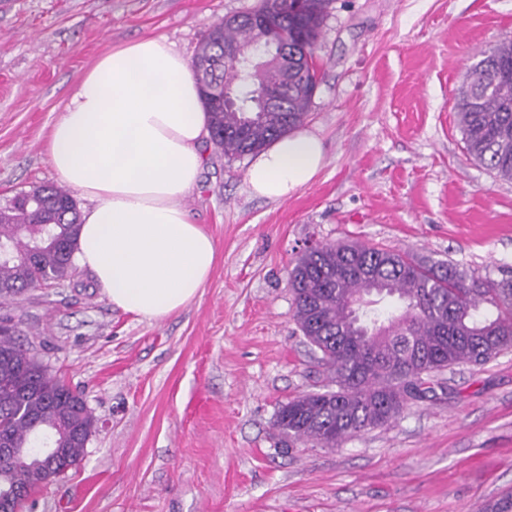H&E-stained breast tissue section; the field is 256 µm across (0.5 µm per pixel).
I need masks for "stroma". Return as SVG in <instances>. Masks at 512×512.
Returning a JSON list of instances; mask_svg holds the SVG:
<instances>
[{"mask_svg": "<svg viewBox=\"0 0 512 512\" xmlns=\"http://www.w3.org/2000/svg\"><path fill=\"white\" fill-rule=\"evenodd\" d=\"M0 10V201L58 178L50 129L113 47L162 35L193 59L210 27L256 0H9ZM512 37V0H335L315 49L304 127L314 181L268 201L249 158L205 143L186 200L215 241L197 299L160 320L112 307L91 275L9 306L21 341L80 392L96 427L33 512H482L512 491V352L459 364L401 418L336 448H276L288 399L324 368L293 319L306 242H360L512 272V182L464 152L456 93Z\"/></svg>", "mask_w": 512, "mask_h": 512, "instance_id": "35a3bbf8", "label": "stroma"}]
</instances>
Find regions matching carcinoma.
Masks as SVG:
<instances>
[{"label": "carcinoma", "instance_id": "obj_1", "mask_svg": "<svg viewBox=\"0 0 512 512\" xmlns=\"http://www.w3.org/2000/svg\"><path fill=\"white\" fill-rule=\"evenodd\" d=\"M334 0H258L236 25L215 24L192 61L213 144L228 158L263 150L302 125L319 85L314 49ZM261 15L268 36L288 44V85L265 72L285 111L259 112L242 65L224 49L252 38L249 15ZM235 87L237 107L224 108ZM456 109L469 158L512 181V38L483 54L461 85ZM80 214L67 186L41 185L0 204V303L38 284L71 279ZM293 318L320 353L323 390L288 400L276 418L278 445L335 448L396 421L409 402L433 392L434 377L460 363L482 366L512 350V279L469 273L459 264L359 243L305 248L288 274ZM389 300L394 310L376 305ZM0 333V437L22 448L0 459V496L44 486L37 449L57 430L68 466L81 460L95 427L82 395L50 376L16 337ZM483 512H512V493Z\"/></svg>", "mask_w": 512, "mask_h": 512}]
</instances>
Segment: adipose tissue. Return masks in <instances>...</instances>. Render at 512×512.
Segmentation results:
<instances>
[{
	"label": "adipose tissue",
	"instance_id": "adipose-tissue-1",
	"mask_svg": "<svg viewBox=\"0 0 512 512\" xmlns=\"http://www.w3.org/2000/svg\"><path fill=\"white\" fill-rule=\"evenodd\" d=\"M208 135L196 76L161 35L102 57L53 124L49 162L89 201L74 261L113 307L161 319L193 302L209 278L216 245L185 204ZM323 165L321 139L296 130L252 158L246 183L256 197L281 200Z\"/></svg>",
	"mask_w": 512,
	"mask_h": 512
}]
</instances>
